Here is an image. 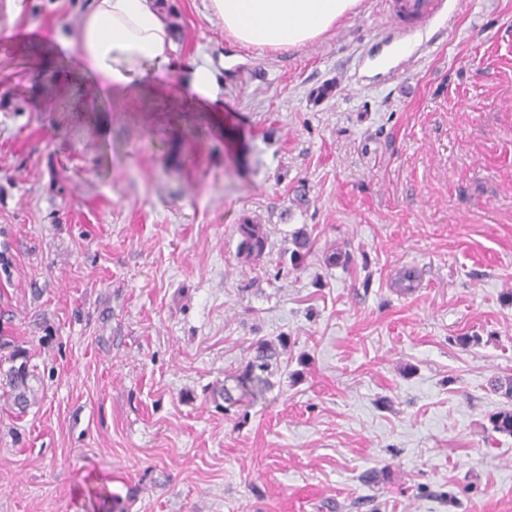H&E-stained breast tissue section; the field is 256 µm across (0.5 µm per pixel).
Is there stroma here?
Segmentation results:
<instances>
[{
    "instance_id": "stroma-1",
    "label": "stroma",
    "mask_w": 512,
    "mask_h": 512,
    "mask_svg": "<svg viewBox=\"0 0 512 512\" xmlns=\"http://www.w3.org/2000/svg\"><path fill=\"white\" fill-rule=\"evenodd\" d=\"M207 5L168 0L166 97L88 112L72 59L43 87L17 40L65 37L76 0H0V359L34 367L24 416L0 397V512H88L98 484L109 512H512L484 430L512 373V0H452L424 46L361 0L279 51ZM191 55L222 70L206 112ZM260 340L270 389L225 408ZM237 229L241 238L239 255L245 261L259 262L269 255V242L264 225L244 219L243 224H238ZM292 243L294 249L291 251L289 260L293 267L298 268L313 251L314 241L304 230H301L295 232Z\"/></svg>"
}]
</instances>
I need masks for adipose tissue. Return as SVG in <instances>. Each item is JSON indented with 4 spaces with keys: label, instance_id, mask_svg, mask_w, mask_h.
I'll return each instance as SVG.
<instances>
[{
    "label": "adipose tissue",
    "instance_id": "ef3b65f1",
    "mask_svg": "<svg viewBox=\"0 0 512 512\" xmlns=\"http://www.w3.org/2000/svg\"><path fill=\"white\" fill-rule=\"evenodd\" d=\"M360 0H210L212 15L244 46L299 48L325 36L352 14ZM175 31L158 0H86L77 26L55 44L51 57L73 54L76 73L98 102L131 90L145 65L163 67L174 50Z\"/></svg>",
    "mask_w": 512,
    "mask_h": 512
}]
</instances>
